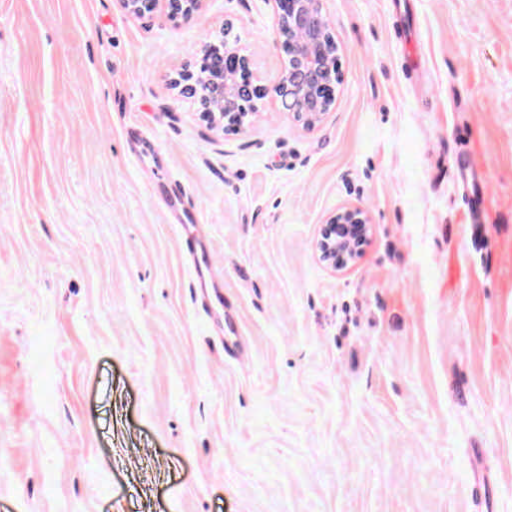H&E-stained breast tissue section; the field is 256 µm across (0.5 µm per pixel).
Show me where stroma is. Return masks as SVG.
I'll use <instances>...</instances> for the list:
<instances>
[{
	"label": "stroma",
	"mask_w": 512,
	"mask_h": 512,
	"mask_svg": "<svg viewBox=\"0 0 512 512\" xmlns=\"http://www.w3.org/2000/svg\"><path fill=\"white\" fill-rule=\"evenodd\" d=\"M324 9L334 108L222 133L166 76L229 20L274 85L264 0H0V512H512V0ZM128 14L141 17L146 13L160 11L169 18L191 17L198 12L204 0H121ZM371 223L369 212L360 205H345L334 211L326 219L320 237L314 244L319 259L335 269L336 258L339 257L346 265L355 264L363 255ZM336 224H344L347 231L339 238L330 232L331 226ZM180 245L187 263L193 271L192 288L195 291V300L199 302L202 288H207V273L212 274L208 251L204 242L199 238L184 234L180 237Z\"/></svg>",
	"instance_id": "stroma-1"
}]
</instances>
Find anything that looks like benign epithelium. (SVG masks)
I'll list each match as a JSON object with an SVG mask.
<instances>
[{
	"mask_svg": "<svg viewBox=\"0 0 512 512\" xmlns=\"http://www.w3.org/2000/svg\"><path fill=\"white\" fill-rule=\"evenodd\" d=\"M128 14L141 17L161 12L169 18H188L204 0H121ZM273 15V43L286 54L277 83L269 89L251 69L240 34L231 21L220 36L207 41L192 67L167 76L169 89L194 98L200 117L212 130L242 131L259 111L258 102L273 96L282 110L310 128L331 111L342 78L338 68L340 45L331 32L322 0H264ZM343 224L346 234L330 232ZM369 212L360 205H345L326 219L314 248L321 261L334 267L336 259L354 264L363 255L370 231Z\"/></svg>",
	"mask_w": 512,
	"mask_h": 512,
	"instance_id": "benign-epithelium-1",
	"label": "benign epithelium"
}]
</instances>
